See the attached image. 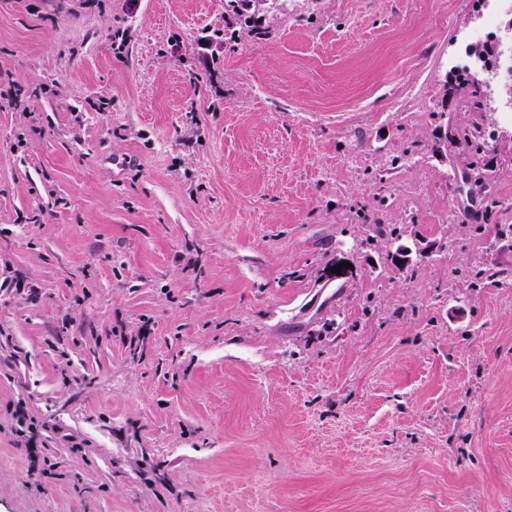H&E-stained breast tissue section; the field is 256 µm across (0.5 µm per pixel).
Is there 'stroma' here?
I'll list each match as a JSON object with an SVG mask.
<instances>
[{
	"instance_id": "stroma-1",
	"label": "stroma",
	"mask_w": 512,
	"mask_h": 512,
	"mask_svg": "<svg viewBox=\"0 0 512 512\" xmlns=\"http://www.w3.org/2000/svg\"><path fill=\"white\" fill-rule=\"evenodd\" d=\"M489 10L0 0V512H512ZM227 9H224V29H234L237 27L251 28V31L257 38L268 36L269 30L262 26L261 20L257 15V5L255 0H226Z\"/></svg>"
}]
</instances>
